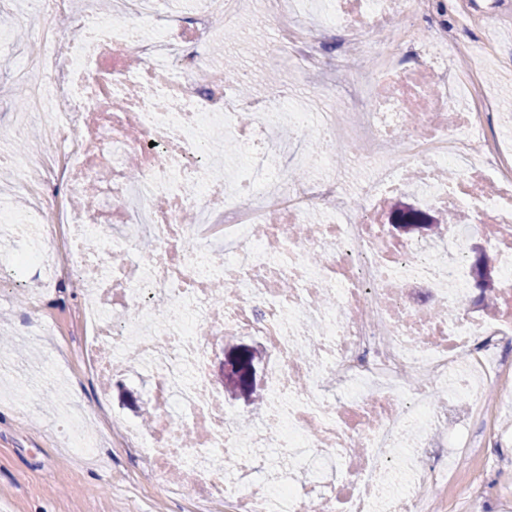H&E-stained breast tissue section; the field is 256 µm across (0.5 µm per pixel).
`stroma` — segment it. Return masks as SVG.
Segmentation results:
<instances>
[{
  "label": "stroma",
  "instance_id": "1",
  "mask_svg": "<svg viewBox=\"0 0 512 512\" xmlns=\"http://www.w3.org/2000/svg\"><path fill=\"white\" fill-rule=\"evenodd\" d=\"M459 51L452 59L463 76L477 74L483 94L501 109L495 124L501 139L512 136V0H437ZM32 0H0V31L9 35L0 51V151L24 143V154L45 153L41 115L22 110L23 81L34 74L27 36ZM335 29L336 49L359 64L368 79L381 73L373 50L388 46L386 31L363 27ZM228 39L216 29L207 49L212 73L225 60L252 73L250 90L261 95L273 84H296L316 112L337 110L319 99L305 70L295 60L271 50L275 31L269 0H250ZM55 242L20 224L0 223V255L25 250L54 251ZM85 291L75 280L49 283L41 264L0 270V336L11 343L0 362V512H201L181 499V475L170 471L157 480L145 449L129 448L103 422L105 414L140 426L151 405L150 378L143 362L124 357L122 371L106 381L87 370L75 333V312ZM72 418V435L56 427L60 416ZM92 437L93 454L72 449L73 436Z\"/></svg>",
  "mask_w": 512,
  "mask_h": 512
}]
</instances>
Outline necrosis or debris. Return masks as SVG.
Wrapping results in <instances>:
<instances>
[{"label":"necrosis or debris","instance_id":"4bbe7bcc","mask_svg":"<svg viewBox=\"0 0 512 512\" xmlns=\"http://www.w3.org/2000/svg\"><path fill=\"white\" fill-rule=\"evenodd\" d=\"M426 2L341 0L335 18L407 27ZM238 4L198 0L172 14L160 0H113L103 18L74 0H38L74 31L62 40L53 28L35 30L42 75L24 94L27 111L47 114L45 167L64 195L66 253L49 261V275L66 262L91 287L77 320L92 329L97 374L111 376L128 352L150 363L155 429L145 438L129 428L130 442L185 470L186 497L206 495L230 512H433L426 494L447 483L448 450L417 423L454 433L467 455L497 447L490 463L512 468L500 453L507 437L470 429L486 384L512 373V159L492 132L495 104L455 111L456 75L442 51L452 36L438 21L428 24L426 61L366 96L358 81L336 82L335 59L305 25L280 19L274 53L300 59L318 96L344 94L378 141L402 146L377 169L369 202L394 188L447 204V170L459 171L460 221L448 238L392 240L372 217L353 216L328 155L304 149L314 135L336 139V113L288 111L284 88L237 96L251 81L242 69L197 83L215 24H233ZM215 127L237 139L244 173L201 154ZM105 169L97 198L77 205L82 184ZM475 236L506 278L494 310L477 320L463 311ZM408 280L432 286L438 306L404 303ZM204 332L255 334L271 354L269 401L247 438L209 375ZM244 444L306 458L310 479L284 472L237 483L228 470L245 468ZM392 447L412 451L399 494L388 489Z\"/></svg>","mask_w":512,"mask_h":512}]
</instances>
